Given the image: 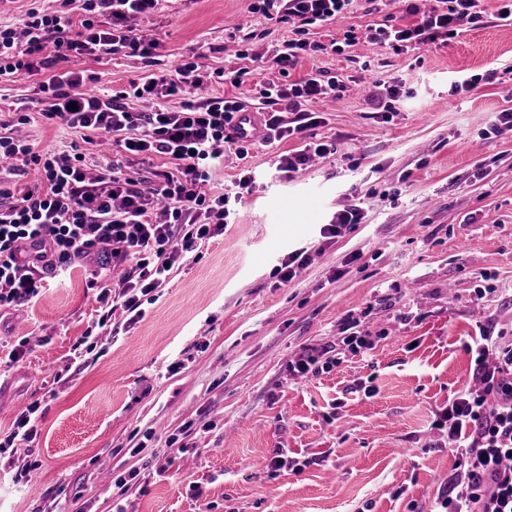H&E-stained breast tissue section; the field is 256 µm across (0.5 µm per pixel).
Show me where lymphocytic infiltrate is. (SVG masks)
<instances>
[{
	"mask_svg": "<svg viewBox=\"0 0 512 512\" xmlns=\"http://www.w3.org/2000/svg\"><path fill=\"white\" fill-rule=\"evenodd\" d=\"M160 0H81L78 14L28 9L22 27L0 23V82L40 76L43 116L73 129L83 140L99 138L115 146L106 160L83 153L39 150L17 133L28 116L5 122L0 161L14 162V175L36 166L33 185L12 193L0 183V307L35 298L44 282L63 279L73 261L98 251L105 263H130L118 286L101 282L99 326H107L114 307L131 321L144 312L143 297L161 288L176 264L202 242L221 235L233 205L255 181L247 173L233 188L206 193L225 150L246 155L235 117L238 98L208 92L211 75L197 57L174 69L152 71L133 83L135 98L150 99V112L132 111L125 93L103 99L87 92L84 71H57L72 58L117 55L153 58L159 41L145 40L129 21L147 15ZM417 21L383 24L370 40L402 53L409 45H443L483 24V0H438ZM352 0H260L254 12L293 24L295 39L283 43L272 61L280 71L302 55L319 51L306 40L310 26L335 23ZM323 72L288 85L267 82L258 94L266 110V142L295 138L299 147L281 155L277 171L293 173L311 157L331 153V144L304 140L306 130L325 122L314 105L339 91ZM166 159L163 169L130 174L131 158ZM472 385L448 401L444 419L457 463L440 488L437 512H512V336L483 331L474 341Z\"/></svg>",
	"mask_w": 512,
	"mask_h": 512,
	"instance_id": "lymphocytic-infiltrate-1",
	"label": "lymphocytic infiltrate"
}]
</instances>
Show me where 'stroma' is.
<instances>
[{"mask_svg":"<svg viewBox=\"0 0 512 512\" xmlns=\"http://www.w3.org/2000/svg\"><path fill=\"white\" fill-rule=\"evenodd\" d=\"M252 0H162L135 27L162 42L163 69L199 50L208 70L246 69L213 92L252 101L267 81L322 70L343 84L320 105L317 138L335 154L274 176L289 139L226 154L208 187L256 175L223 235L202 243L129 322L115 308L94 335L95 256L21 307L0 310V512H432L455 457L444 434L449 398L469 384L466 345L480 327L512 330V26L485 0V22L439 48L393 53L369 28L424 14L433 0H353L339 22L310 27L321 51L287 74L251 62L294 36L250 13ZM354 30L358 42L346 45ZM101 87L128 89L141 58L71 59ZM480 76L453 95L458 75ZM399 95L387 112L380 86ZM37 79L0 85V112L28 114L37 149L97 152L41 114ZM359 203L362 223L326 241L322 224ZM296 249L310 263L292 281L278 266ZM482 307H475V295ZM358 321L372 350L340 343ZM332 342L338 362L308 380L291 367ZM19 361H9L11 351ZM38 435L23 455L4 447L23 407ZM283 467H275L278 456ZM28 477H21V470ZM138 471L124 496L104 474Z\"/></svg>","mask_w":512,"mask_h":512,"instance_id":"obj_1","label":"stroma"}]
</instances>
